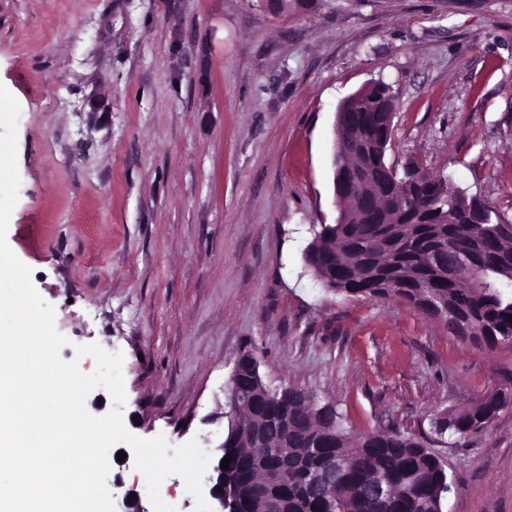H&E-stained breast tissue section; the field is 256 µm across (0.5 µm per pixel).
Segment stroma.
<instances>
[{
	"instance_id": "stroma-1",
	"label": "stroma",
	"mask_w": 512,
	"mask_h": 512,
	"mask_svg": "<svg viewBox=\"0 0 512 512\" xmlns=\"http://www.w3.org/2000/svg\"><path fill=\"white\" fill-rule=\"evenodd\" d=\"M383 81L387 160L418 159L512 224V0H0V84L20 104L7 243L75 345L122 353L133 434L215 453L229 377L309 389L347 429L427 443L443 512H512V405L458 447L430 420L512 390L477 346L402 299L325 290L334 123Z\"/></svg>"
}]
</instances>
